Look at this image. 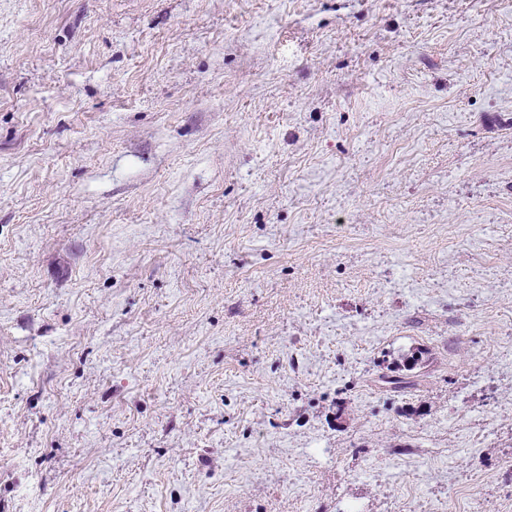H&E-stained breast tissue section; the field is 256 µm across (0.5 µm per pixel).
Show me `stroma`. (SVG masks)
I'll use <instances>...</instances> for the list:
<instances>
[{
    "label": "stroma",
    "mask_w": 512,
    "mask_h": 512,
    "mask_svg": "<svg viewBox=\"0 0 512 512\" xmlns=\"http://www.w3.org/2000/svg\"><path fill=\"white\" fill-rule=\"evenodd\" d=\"M510 458L512 0H0V512H512Z\"/></svg>",
    "instance_id": "obj_1"
}]
</instances>
